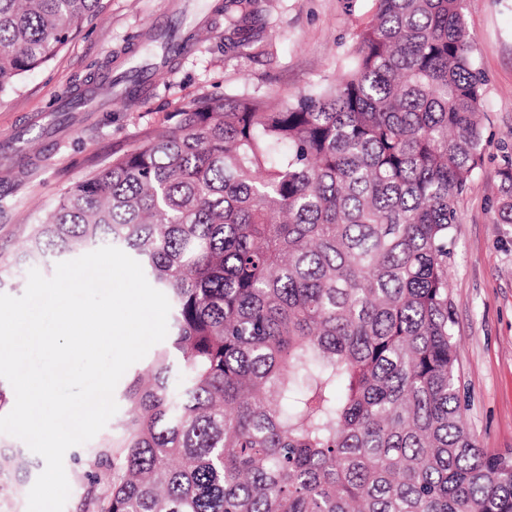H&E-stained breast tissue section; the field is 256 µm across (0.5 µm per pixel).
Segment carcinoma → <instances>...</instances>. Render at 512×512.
Instances as JSON below:
<instances>
[{"label": "carcinoma", "mask_w": 512, "mask_h": 512, "mask_svg": "<svg viewBox=\"0 0 512 512\" xmlns=\"http://www.w3.org/2000/svg\"><path fill=\"white\" fill-rule=\"evenodd\" d=\"M101 0H0V93ZM250 0H224L256 48ZM465 0H377L349 65L288 103L203 97L76 183L26 256L131 252L172 300L89 458L83 512H512V455L461 410L449 241L484 156ZM150 32L129 88L173 62ZM512 224V161L498 171Z\"/></svg>", "instance_id": "1"}]
</instances>
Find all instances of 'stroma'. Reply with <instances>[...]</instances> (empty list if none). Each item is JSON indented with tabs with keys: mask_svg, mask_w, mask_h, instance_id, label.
Listing matches in <instances>:
<instances>
[{
	"mask_svg": "<svg viewBox=\"0 0 512 512\" xmlns=\"http://www.w3.org/2000/svg\"><path fill=\"white\" fill-rule=\"evenodd\" d=\"M263 18L261 55L230 44L222 0H102L98 16L46 66L0 94V262L23 256L40 218L73 184L133 147L167 114L195 99L238 94L288 99L333 77L348 62L375 0H255ZM183 15L195 50L162 68L132 107L105 84L143 51L142 35ZM465 22L484 79V161L458 204L448 261L458 348L461 407L479 447L512 452V224L498 221L497 171L512 158V0H466ZM76 94L92 95L81 112H57ZM38 165L16 170L18 156ZM94 442L64 456L79 507L91 485ZM0 453L25 459L0 470V512H27V495L45 465L25 442L0 434Z\"/></svg>",
	"mask_w": 512,
	"mask_h": 512,
	"instance_id": "stroma-1",
	"label": "stroma"
}]
</instances>
